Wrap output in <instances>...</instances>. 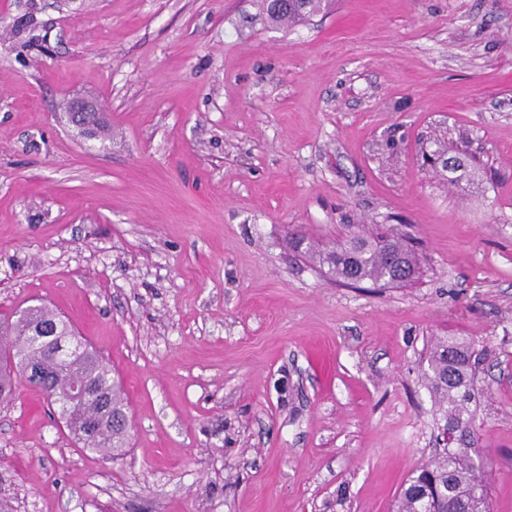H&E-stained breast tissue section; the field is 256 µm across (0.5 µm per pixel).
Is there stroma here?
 Returning a JSON list of instances; mask_svg holds the SVG:
<instances>
[{
    "label": "stroma",
    "mask_w": 512,
    "mask_h": 512,
    "mask_svg": "<svg viewBox=\"0 0 512 512\" xmlns=\"http://www.w3.org/2000/svg\"><path fill=\"white\" fill-rule=\"evenodd\" d=\"M360 229L418 277L345 286L292 246ZM35 304L122 383L130 445L80 449L19 381L12 512H392L446 336L487 351L475 446L512 512V0H0V315ZM329 4V0H288V9L275 10L267 4V14L275 22L291 21L301 22L309 15L318 12L322 6Z\"/></svg>",
    "instance_id": "obj_1"
}]
</instances>
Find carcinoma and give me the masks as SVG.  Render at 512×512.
I'll use <instances>...</instances> for the list:
<instances>
[{
    "mask_svg": "<svg viewBox=\"0 0 512 512\" xmlns=\"http://www.w3.org/2000/svg\"><path fill=\"white\" fill-rule=\"evenodd\" d=\"M329 0H288V9L267 7L270 20L301 22L319 11ZM316 259L336 281L355 285L404 284L419 272L417 253L391 234H354L336 246L319 251ZM44 327L53 335L44 337L41 348L30 342L32 332ZM0 331L12 336L0 348V399L12 395L22 367L36 365L37 377L26 381L56 395L57 405L69 436L82 448L114 457L127 447L128 429L123 388L112 377V369L87 343L57 357L60 345L76 334L53 310L35 307L0 319ZM475 343L440 337L428 355L426 379L443 424L464 426L467 433L448 436L446 448L416 469L397 497L396 512H491L488 479L483 461L473 445L472 403L475 385Z\"/></svg>",
    "mask_w": 512,
    "mask_h": 512,
    "instance_id": "obj_1",
    "label": "carcinoma"
}]
</instances>
